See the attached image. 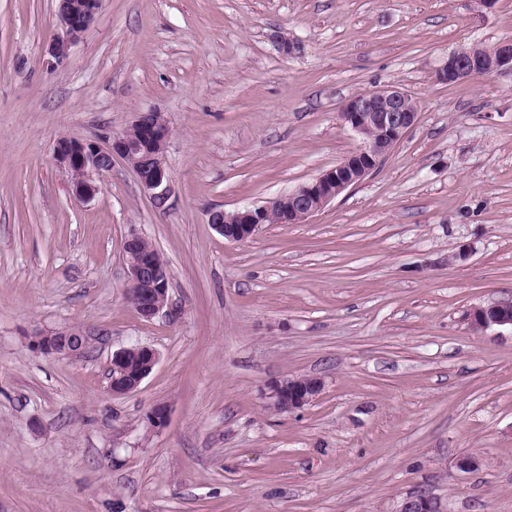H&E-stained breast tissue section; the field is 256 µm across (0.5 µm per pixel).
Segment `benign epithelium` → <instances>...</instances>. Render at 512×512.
Wrapping results in <instances>:
<instances>
[{
	"mask_svg": "<svg viewBox=\"0 0 512 512\" xmlns=\"http://www.w3.org/2000/svg\"><path fill=\"white\" fill-rule=\"evenodd\" d=\"M103 0H59L57 18L62 35L47 48L49 66L68 59L72 45L94 23ZM512 70V43H499L488 55L463 51L448 56L436 71L443 82L453 83L474 75H493ZM409 95L394 86L368 91L350 98L340 112L341 120L355 132L360 146L341 163L314 180L276 197L282 203L281 224H299L375 170L415 124L417 113L404 107ZM171 135L163 113L147 110L136 114L129 127L101 145L91 140L62 138L54 147L55 161L71 176V191L78 199L90 200L97 191L96 177L112 168V160L124 159L135 172L139 184L158 209L168 207L171 197L166 148ZM271 218V204L244 206L234 211L214 209L208 223L230 242L252 237ZM145 238L133 234L123 244L128 273V302L142 317L153 319L168 312L163 297L168 292L170 272L160 258L143 249ZM476 330L491 326L512 328V303L495 302L478 306L469 314ZM88 346L85 334L74 328L44 335L36 349L45 354L76 355ZM145 370L133 381L109 382L115 395L136 391L157 362V353L148 346L138 347ZM322 390L319 378L295 377L269 386L270 405L279 412H293L310 403ZM396 512H447V506L427 491L404 498Z\"/></svg>",
	"mask_w": 512,
	"mask_h": 512,
	"instance_id": "1",
	"label": "benign epithelium"
}]
</instances>
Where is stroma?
Masks as SVG:
<instances>
[{
    "label": "stroma",
    "mask_w": 512,
    "mask_h": 512,
    "mask_svg": "<svg viewBox=\"0 0 512 512\" xmlns=\"http://www.w3.org/2000/svg\"><path fill=\"white\" fill-rule=\"evenodd\" d=\"M56 11L0 0V512H395L424 490L512 512V330L468 320L512 300V73L436 78L512 39V0H103L50 67ZM386 86L417 119L363 181L242 242L208 223L342 162L344 104ZM147 109L172 130L169 207L118 157L76 199L56 142ZM133 233L169 267V315L126 299ZM70 327L87 353L32 349ZM134 345L158 361L112 394ZM292 377L322 390L270 409ZM137 349L141 353L145 361V370L132 382L125 381L123 383H115L113 380L109 382V389L112 394L125 395L136 391L144 378L151 372L157 362V353L154 349L148 346H137ZM322 390L320 378H286L269 386L270 405L279 412H293L310 403Z\"/></svg>",
    "instance_id": "35a3bbf8"
}]
</instances>
